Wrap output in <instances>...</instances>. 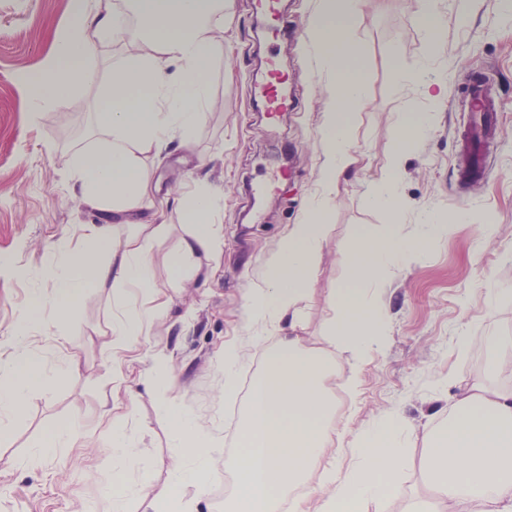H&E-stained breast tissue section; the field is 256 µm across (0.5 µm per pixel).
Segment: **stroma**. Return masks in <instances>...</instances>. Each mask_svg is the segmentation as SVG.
Here are the masks:
<instances>
[{
    "mask_svg": "<svg viewBox=\"0 0 512 512\" xmlns=\"http://www.w3.org/2000/svg\"><path fill=\"white\" fill-rule=\"evenodd\" d=\"M258 0H235L223 34V54L209 74L210 104L190 143L173 141L145 165L164 210L150 211L153 223L170 232L156 247L157 285L168 303L146 320L135 344L136 370L156 380L176 377L174 395L198 426L223 435L226 452L214 463L212 481L223 479L232 459L245 411L238 397L224 394V348L240 345L239 378L262 369L261 351L295 334L337 361L338 383L356 375L345 407L335 408L333 442L308 477L301 512H316L330 475H344L357 460L358 436L388 416L408 427L405 460L395 483L400 496L388 512H410L436 494L422 467L426 427L438 423L434 411L448 408L458 386L495 383L512 390V372L489 378L488 342L512 336V0H471L465 14L448 9L442 44L431 47L418 21L417 0H364L353 24L367 87L352 124L356 161L335 187L323 191V114L335 99V78L318 71L306 19L320 0H279L288 31L278 37L259 28ZM69 18V0H0V252L12 255L14 272L0 274V340L11 336L34 289L44 287L58 257L53 241L81 244L97 212L69 178L74 150L96 140L93 116L100 94L125 49L103 42L96 47L97 78L69 96L63 108L44 107L30 117L29 73L39 70L55 48L54 36ZM276 61L292 92L288 109L268 118L247 95L263 64ZM420 66L444 74L443 102L433 130L404 158L399 230L417 233L425 213L446 218L465 212L463 223L447 220L425 259L404 260L381 270L367 286L369 299L388 311L383 336L361 356L331 346L326 335L333 316L330 292L346 282L343 256L356 231L390 224V214L371 206L367 194L381 176L392 149L394 120L407 107L429 110L414 86L400 84L396 69ZM482 75L496 82L503 99L498 114L499 143L488 182L454 192V136L462 116L454 104L460 85ZM290 158L292 172L263 204L252 188L276 169V156ZM224 195L218 221L224 226L222 270L207 276L206 256L194 259V273L171 280L167 269L186 235L177 203L194 182ZM328 194L324 240L314 274L292 323L246 328V298L259 284L264 264L292 225L300 223L311 200ZM149 295H117L112 287L90 289L72 319L63 325L46 317L28 342L59 377L52 391L33 390L25 416L0 436V512H104L105 492L121 478L141 481L154 493L166 491L175 465L171 434L156 396L140 393L128 430L150 469L130 467L118 475L96 410L120 383L112 359V321L123 309H151ZM472 340L458 347L459 337ZM169 355L156 361L158 349ZM80 421L86 440L38 461L31 448L56 425Z\"/></svg>",
    "mask_w": 512,
    "mask_h": 512,
    "instance_id": "stroma-1",
    "label": "stroma"
}]
</instances>
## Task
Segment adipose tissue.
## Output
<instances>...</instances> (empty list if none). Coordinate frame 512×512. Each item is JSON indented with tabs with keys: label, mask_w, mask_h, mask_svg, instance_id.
<instances>
[{
	"label": "adipose tissue",
	"mask_w": 512,
	"mask_h": 512,
	"mask_svg": "<svg viewBox=\"0 0 512 512\" xmlns=\"http://www.w3.org/2000/svg\"><path fill=\"white\" fill-rule=\"evenodd\" d=\"M233 4L234 0H132L138 30H131L124 13L115 11L99 15L90 36L87 0H72L70 19L58 34L54 52L28 78L37 105L60 102L92 80L96 40L110 38L129 47L113 68L95 114L97 145L77 149L71 157V179L88 204L115 213L160 207L142 156L159 152L176 139L191 141L210 99L206 75L222 47L212 23ZM362 4L363 0H321L308 19L318 68L336 77V98L323 121L321 184L327 189L355 161L351 117L364 97L366 72L351 23ZM429 124V113H398L395 144L368 197L372 206L389 210L393 222L355 235L343 257L347 281L331 292L334 316L327 340L360 355L382 336L387 323L385 306L367 297L366 285L379 270L402 259L424 258L439 230L432 216L410 237L395 227L402 214L398 184L403 158L428 133ZM327 205V198L316 200L303 222L293 225L280 241L259 293L248 301L252 323L273 325L297 312L322 246L321 218ZM179 209L189 236L172 263L175 279L196 254L217 260L224 249L223 228L215 221L222 209L221 196L198 184L182 196ZM91 230L85 249H73L67 238L54 243L59 261L48 286L33 292L15 328L11 354L0 358L1 435L24 414L30 392L51 390L57 378L29 347L31 326L47 313L57 322H67L94 286L109 284L121 293L155 289L152 251L163 241L166 225L138 223L122 240L109 224H95ZM337 369L325 351L308 347L292 334L280 337L265 353L240 428L241 451L229 463L239 475V489L225 500V512H278L282 496L306 479L332 438L326 382ZM105 404L113 413L109 451L115 468L149 469V461L138 455L127 431L128 413L122 412L116 397H106ZM158 409L182 466L171 471L165 496L151 498L147 486L128 481L120 491L108 494L106 512H131L133 501L147 498L153 512H198L197 499L186 498L184 490L192 486L204 491L214 459L224 453V440L197 427L177 404L171 387L161 391ZM404 433L405 426L396 417L367 430L359 439V465L325 492L319 512H363L368 503L375 512H384L402 464ZM425 442L427 469L437 495L420 512H512V390L490 385L461 393L447 421L427 430Z\"/></svg>",
	"instance_id": "adipose-tissue-1"
}]
</instances>
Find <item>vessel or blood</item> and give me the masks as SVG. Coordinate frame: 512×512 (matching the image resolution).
I'll return each mask as SVG.
<instances>
[{
  "instance_id": "1",
  "label": "vessel or blood",
  "mask_w": 512,
  "mask_h": 512,
  "mask_svg": "<svg viewBox=\"0 0 512 512\" xmlns=\"http://www.w3.org/2000/svg\"><path fill=\"white\" fill-rule=\"evenodd\" d=\"M251 92L265 101L268 111L278 112L284 107L271 80L252 83ZM460 100L465 115L456 131V181L461 184L485 180L491 175L489 158L496 146L500 102L491 80L485 77L465 83Z\"/></svg>"
}]
</instances>
